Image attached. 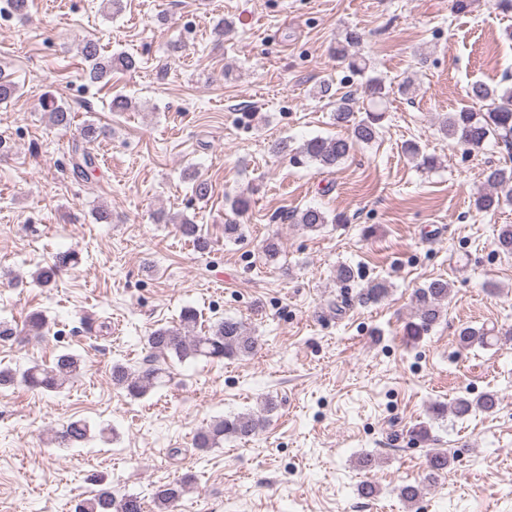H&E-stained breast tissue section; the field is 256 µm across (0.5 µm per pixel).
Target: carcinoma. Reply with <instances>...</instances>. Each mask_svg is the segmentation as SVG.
I'll list each match as a JSON object with an SVG mask.
<instances>
[{"label":"carcinoma","mask_w":512,"mask_h":512,"mask_svg":"<svg viewBox=\"0 0 512 512\" xmlns=\"http://www.w3.org/2000/svg\"><path fill=\"white\" fill-rule=\"evenodd\" d=\"M362 41V34L355 28L344 30L341 39L336 41L333 54L347 62L350 70L361 75L367 71L366 60L351 52ZM79 52L85 62V77L92 83L109 81L114 71H132L138 62L134 56L117 53L105 56L99 44L86 39L79 46ZM372 89L370 104L364 108L365 117L356 119V99L348 93L336 101L333 120L336 125L351 130V138L342 136H315L294 148L290 141L283 139L271 146L275 154L291 156L293 163H314L322 170H331L344 161L355 143L369 145L375 142L382 130V121L386 114L385 86L379 78L370 79ZM468 98L472 105L462 107L455 112H448L438 120V131L443 137L469 149H479L491 137L512 146V87H492L483 82H475L468 87ZM40 107L47 116L51 126L67 129L71 125L72 113L69 108L58 103L55 97L45 95ZM105 135V130L88 124L82 129V144L72 149L71 165L78 177L86 176L87 169L95 165L94 143ZM488 191L478 194L474 200L479 211L496 210L503 204L512 203V168L498 167L485 174ZM291 219L301 229L316 231L326 224H345L347 217L341 213L330 214L319 208L308 206L291 215ZM179 231L183 237L192 241L200 250L208 247L198 225L191 220H180ZM76 254L65 252L51 265L40 268L35 278L40 285L49 287L55 283L60 268L76 262ZM359 279V273L352 266L342 264L336 269V283L340 285V300L332 303L337 312H343L350 300L351 285ZM389 293L384 281H372L359 289L356 294L358 302L364 306L381 302ZM450 288L448 281L435 279L420 288L415 296V310L406 323L405 333L414 341L428 335L432 328L445 314ZM199 316L191 308H186L180 315V324L175 327H162L147 336L150 349L161 353H172L180 359L196 356L209 358H230L248 356L256 349V339L242 323L232 319L217 322L207 333L191 336L189 332L197 326ZM493 331L484 327L470 326L459 330V343L469 347L475 343L490 344ZM79 371V360L70 353L58 355L51 367L34 365L26 369L21 380L29 387L55 391L63 387ZM160 371L154 367L141 368L132 373L121 364L112 366V382L125 390L132 397L145 395L154 387ZM499 403L495 393H487L473 401L466 397L455 399L452 412L458 418H464L475 410L489 412ZM272 409V402L266 401L263 411H249L229 415L215 420L208 430L201 433L196 440V448L205 450L217 446L224 437L246 438L254 435L263 425V412ZM88 438V427L82 420L69 422L60 430L53 432L51 441L66 447H72ZM449 464L448 452L436 448L428 457L426 469L427 480L434 481ZM191 478L161 486L154 494L153 504L156 512H173L175 504L189 488ZM76 512H144V503L134 495L116 497L111 488L103 486L89 498L82 499L76 505Z\"/></svg>","instance_id":"cac0c4a2"}]
</instances>
